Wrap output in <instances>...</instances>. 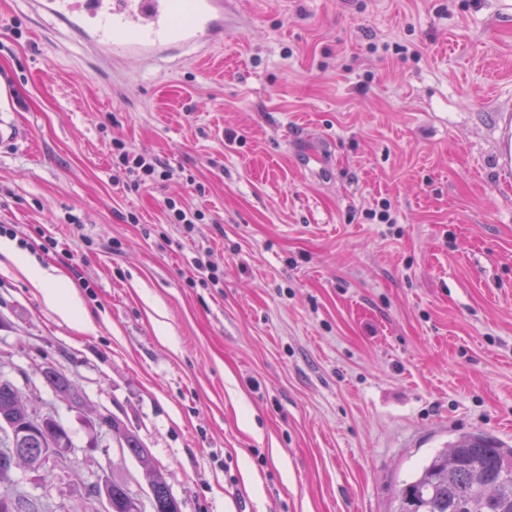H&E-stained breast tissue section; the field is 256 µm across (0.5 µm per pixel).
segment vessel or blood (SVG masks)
Returning a JSON list of instances; mask_svg holds the SVG:
<instances>
[{"mask_svg": "<svg viewBox=\"0 0 512 512\" xmlns=\"http://www.w3.org/2000/svg\"><path fill=\"white\" fill-rule=\"evenodd\" d=\"M236 0H24L62 25L93 64L151 65L170 54L210 55L224 44Z\"/></svg>", "mask_w": 512, "mask_h": 512, "instance_id": "vessel-or-blood-1", "label": "vessel or blood"}]
</instances>
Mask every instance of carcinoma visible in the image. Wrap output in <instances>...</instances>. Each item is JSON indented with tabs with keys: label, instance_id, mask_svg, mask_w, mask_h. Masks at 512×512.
I'll use <instances>...</instances> for the list:
<instances>
[{
	"label": "carcinoma",
	"instance_id": "1",
	"mask_svg": "<svg viewBox=\"0 0 512 512\" xmlns=\"http://www.w3.org/2000/svg\"><path fill=\"white\" fill-rule=\"evenodd\" d=\"M53 392L75 407L83 399L73 382L51 366L42 371ZM18 387L0 375V456L12 446L35 456H50L59 448L71 447L67 430L52 419L34 420ZM98 427L112 433L121 447L141 465L152 491L151 512H180V504L149 455L140 437L115 417L103 416ZM10 469L0 466V512H20L22 500L11 494ZM112 503L118 512H145L130 507L134 496L126 484L110 481ZM393 512H512V448L488 437L469 433L456 437L435 453L393 497Z\"/></svg>",
	"mask_w": 512,
	"mask_h": 512
}]
</instances>
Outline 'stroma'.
I'll return each mask as SVG.
<instances>
[{
  "mask_svg": "<svg viewBox=\"0 0 512 512\" xmlns=\"http://www.w3.org/2000/svg\"><path fill=\"white\" fill-rule=\"evenodd\" d=\"M209 58L112 74L0 0V373L55 409L76 464L14 470L38 512L140 500L137 433L182 512H390L459 434L512 445V14L500 0H238ZM235 142H227V134ZM176 170L112 183L113 140ZM202 206L191 233L167 199ZM390 201L396 221L367 211ZM78 224H70V217ZM54 249H46L47 239ZM212 252L220 283L195 284ZM53 363L81 408L42 377ZM16 261L21 272L39 291L46 305L77 319L84 328L92 330L91 322L81 306L73 299L72 289L64 280L40 267L29 265L20 256L16 257ZM107 482L112 485V490L106 489L103 483L101 492L96 495L101 505L100 512H145L143 504L137 509L129 507L132 500L139 501V499L131 494L125 483L116 480ZM112 503L118 508V511L112 510Z\"/></svg>",
  "mask_w": 512,
  "mask_h": 512,
  "instance_id": "obj_1",
  "label": "stroma"
}]
</instances>
